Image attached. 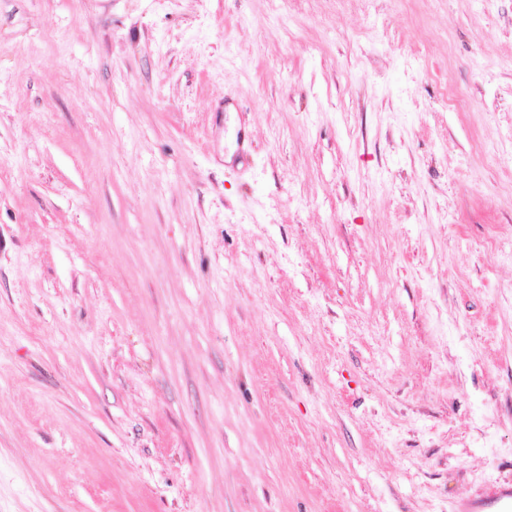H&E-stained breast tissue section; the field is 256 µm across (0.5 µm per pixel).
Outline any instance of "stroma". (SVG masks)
Instances as JSON below:
<instances>
[{"mask_svg":"<svg viewBox=\"0 0 512 512\" xmlns=\"http://www.w3.org/2000/svg\"><path fill=\"white\" fill-rule=\"evenodd\" d=\"M496 487L512 0H0V512Z\"/></svg>","mask_w":512,"mask_h":512,"instance_id":"35a3bbf8","label":"stroma"}]
</instances>
